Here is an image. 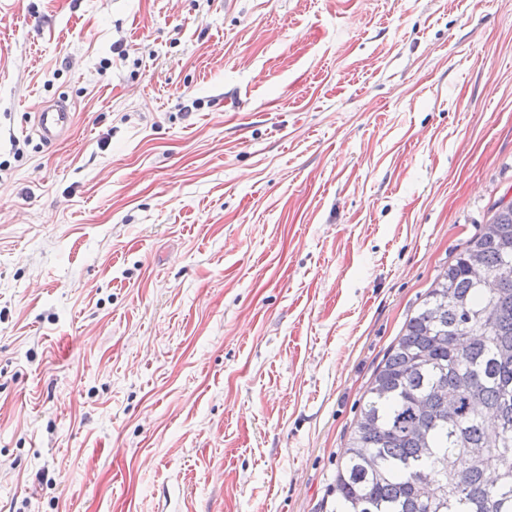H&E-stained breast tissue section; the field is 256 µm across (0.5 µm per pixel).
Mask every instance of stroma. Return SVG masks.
Returning <instances> with one entry per match:
<instances>
[{
  "label": "stroma",
  "mask_w": 512,
  "mask_h": 512,
  "mask_svg": "<svg viewBox=\"0 0 512 512\" xmlns=\"http://www.w3.org/2000/svg\"><path fill=\"white\" fill-rule=\"evenodd\" d=\"M503 197L512 0H0V512H327ZM72 119V112L67 104L59 102L48 106L37 115L36 134L44 143L55 142L68 133Z\"/></svg>",
  "instance_id": "1"
}]
</instances>
